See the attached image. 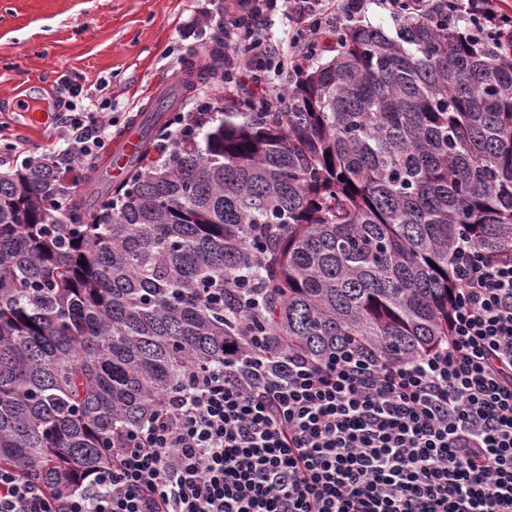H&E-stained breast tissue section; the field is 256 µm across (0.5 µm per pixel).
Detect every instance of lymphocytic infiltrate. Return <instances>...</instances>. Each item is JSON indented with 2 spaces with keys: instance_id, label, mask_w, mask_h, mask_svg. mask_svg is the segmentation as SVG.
<instances>
[{
  "instance_id": "f902f5d3",
  "label": "lymphocytic infiltrate",
  "mask_w": 512,
  "mask_h": 512,
  "mask_svg": "<svg viewBox=\"0 0 512 512\" xmlns=\"http://www.w3.org/2000/svg\"><path fill=\"white\" fill-rule=\"evenodd\" d=\"M245 15L224 30L232 53L226 93L244 81L260 102L283 92L253 70L270 50L255 21L284 8L302 26L298 70L322 28L360 15L365 0H237ZM504 0H448V15L512 47ZM65 144L55 173L105 151L113 120L77 105L78 84L61 82ZM447 340L420 360L395 363L354 343L320 361L275 356L260 337L226 350L223 365L190 368L154 416L115 443L112 465L78 489L48 494L0 468V512H512V254L462 243Z\"/></svg>"
}]
</instances>
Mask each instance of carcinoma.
<instances>
[{"label": "carcinoma", "instance_id": "1", "mask_svg": "<svg viewBox=\"0 0 512 512\" xmlns=\"http://www.w3.org/2000/svg\"><path fill=\"white\" fill-rule=\"evenodd\" d=\"M447 6L351 23L283 111L243 100L157 158L144 139L90 195L41 157L0 171V468L72 491L236 336L401 362L446 339L461 239L512 252V52Z\"/></svg>", "mask_w": 512, "mask_h": 512}]
</instances>
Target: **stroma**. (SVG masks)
I'll return each instance as SVG.
<instances>
[{
    "mask_svg": "<svg viewBox=\"0 0 512 512\" xmlns=\"http://www.w3.org/2000/svg\"><path fill=\"white\" fill-rule=\"evenodd\" d=\"M231 0H0V140L51 157L56 88L66 77L112 104L113 133L149 115L156 85L210 46ZM41 100L31 115L23 99Z\"/></svg>",
    "mask_w": 512,
    "mask_h": 512,
    "instance_id": "obj_1",
    "label": "stroma"
}]
</instances>
